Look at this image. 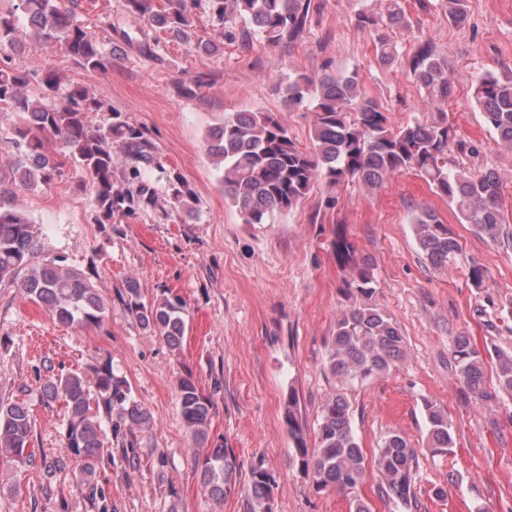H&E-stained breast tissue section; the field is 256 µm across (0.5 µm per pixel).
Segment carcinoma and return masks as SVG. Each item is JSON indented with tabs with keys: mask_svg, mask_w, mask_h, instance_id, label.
Here are the masks:
<instances>
[{
	"mask_svg": "<svg viewBox=\"0 0 512 512\" xmlns=\"http://www.w3.org/2000/svg\"><path fill=\"white\" fill-rule=\"evenodd\" d=\"M209 14L222 25V36L242 45L254 37L272 46L298 40L315 9L312 0H205ZM456 27L468 21L467 0H436ZM128 14L146 22L155 34L183 41L191 25L187 0H166L158 9L154 0H124ZM83 0H9L0 13V110L17 114L18 121L0 133V150L11 161L0 165V285H14L32 302L46 308L60 324L99 327L112 311V303L95 288L88 273L65 265L66 258L39 260L43 246L34 225L10 206L21 186L49 185L70 165L89 177L95 221L115 219L151 206L163 192L171 212L194 211V196L181 177L163 165L154 143L130 125L119 112H110L107 124L96 126L91 114L104 104L85 86L67 83L49 70L41 77L42 93L33 98L22 88L27 79L13 65L14 51L61 42L73 62L86 71L112 68V40L99 39L81 21ZM243 26L230 27L235 21ZM357 24L370 31L377 62L384 67L404 66L432 117L395 126L386 108L364 91L357 70L322 69L311 76L288 78L284 101L292 111L313 114L311 147L300 146L278 115L270 111L236 112L211 130L207 138L224 195L245 224H267L275 213L296 209L314 184L335 186L354 182L369 190L390 178L412 172L433 193L448 202L460 223L471 224L483 239H500L504 217L500 208L501 180L493 169H464L448 165L456 131L445 106L453 94L447 54L436 45L422 43L403 54L394 31L409 26L400 0H385L383 11L373 8L356 15ZM118 36L144 56L154 55L157 39H138L122 30ZM475 103L497 145L512 149V78L493 73L480 76ZM118 146L124 168L117 167L112 147ZM418 249L435 268L452 263L459 244L431 209L412 218ZM337 261L348 273L346 285L372 295L375 281L370 264L355 257L345 238L334 242ZM487 271L477 262L468 265L474 288L487 285ZM119 301L141 326L152 330L177 350L187 320L185 302L167 293L144 301L141 288L130 281ZM456 376L475 406L492 411L503 395H512V351L481 348L462 333L449 347ZM407 355L398 324L376 306L363 303L336 316L331 339L329 369L347 383H364L388 375ZM495 360V382L487 381L486 364ZM223 388L216 377L210 391L198 387L191 371L177 381L181 416L193 441L203 452L194 456V470L215 503L237 490L239 464L231 448L210 438L215 395ZM44 399L65 402L70 414L67 453L81 462L80 485L97 512H113L112 500L98 481L103 462L114 454L130 468L141 464L142 437L136 429L147 424L149 413L132 395L125 378L105 363L89 372L60 373L47 382ZM427 420L426 447L433 453H451L452 425L437 405L423 401ZM284 421L293 441L294 461L311 478L315 492L353 494L367 477L366 458L354 431L350 405L337 392L321 411L313 443L302 420L298 397L290 391ZM35 420L24 401H0V457L18 464L35 460L31 450ZM378 493L409 509L415 501L414 474L418 453L398 432L382 438L376 454ZM275 480L264 463L251 467L245 492L251 512H273Z\"/></svg>",
	"mask_w": 512,
	"mask_h": 512,
	"instance_id": "obj_1",
	"label": "carcinoma"
}]
</instances>
